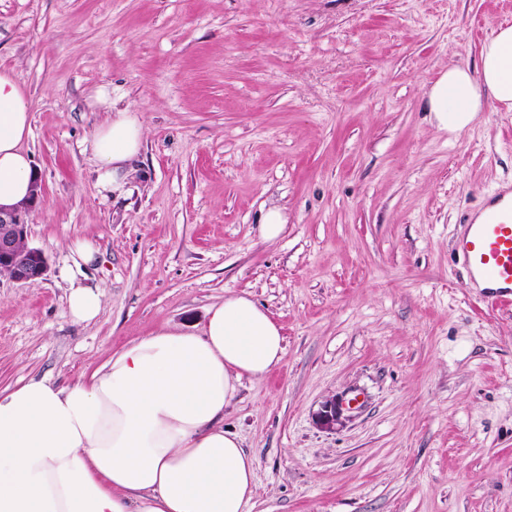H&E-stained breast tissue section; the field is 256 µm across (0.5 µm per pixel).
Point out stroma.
Wrapping results in <instances>:
<instances>
[{
	"instance_id": "stroma-1",
	"label": "stroma",
	"mask_w": 512,
	"mask_h": 512,
	"mask_svg": "<svg viewBox=\"0 0 512 512\" xmlns=\"http://www.w3.org/2000/svg\"><path fill=\"white\" fill-rule=\"evenodd\" d=\"M503 24L512 0H0L42 187L28 242L49 263L0 274V390L89 377L244 293L284 347L224 411L255 460L246 512H512V301L471 288L456 250L512 187V111L457 133L424 104ZM111 103L147 128L120 194L92 151ZM272 207L287 224L266 241ZM76 241L104 295L84 323ZM71 264L66 276L69 282V311L78 322L89 321L97 316L103 301V294L98 287L82 283L78 277L85 279L84 267L93 263L97 250L89 244L78 243L71 248Z\"/></svg>"
}]
</instances>
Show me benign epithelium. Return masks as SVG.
I'll use <instances>...</instances> for the list:
<instances>
[{
	"label": "benign epithelium",
	"instance_id": "benign-epithelium-1",
	"mask_svg": "<svg viewBox=\"0 0 512 512\" xmlns=\"http://www.w3.org/2000/svg\"><path fill=\"white\" fill-rule=\"evenodd\" d=\"M41 194L39 182H34L29 201L13 208H0V269L9 271V278L26 284L34 277L41 278L48 271V258L38 248L29 246L28 212ZM342 403H326L319 413V422L325 427L336 424Z\"/></svg>",
	"mask_w": 512,
	"mask_h": 512
}]
</instances>
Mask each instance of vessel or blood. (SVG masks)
Masks as SVG:
<instances>
[{
  "label": "vessel or blood",
  "instance_id": "b4317fda",
  "mask_svg": "<svg viewBox=\"0 0 512 512\" xmlns=\"http://www.w3.org/2000/svg\"><path fill=\"white\" fill-rule=\"evenodd\" d=\"M457 251L482 297L512 298V190L490 197L480 220L464 225Z\"/></svg>",
  "mask_w": 512,
  "mask_h": 512
}]
</instances>
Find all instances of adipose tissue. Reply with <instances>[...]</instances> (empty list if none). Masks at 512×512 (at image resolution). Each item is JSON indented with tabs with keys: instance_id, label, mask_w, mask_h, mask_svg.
I'll return each instance as SVG.
<instances>
[{
	"instance_id": "obj_1",
	"label": "adipose tissue",
	"mask_w": 512,
	"mask_h": 512,
	"mask_svg": "<svg viewBox=\"0 0 512 512\" xmlns=\"http://www.w3.org/2000/svg\"><path fill=\"white\" fill-rule=\"evenodd\" d=\"M512 111V26L481 47L477 72L443 71L425 94L438 129L462 131L486 102ZM27 98L0 69V206L27 201L35 172L22 143ZM145 124L112 109L92 142L98 182L122 192ZM96 259L76 244L66 276L76 321L97 316L99 288L82 283ZM282 333L250 296L212 307L198 332L157 331L116 351L89 379H32L0 392V512H245L255 461L224 428L242 378L266 377L282 359Z\"/></svg>"
}]
</instances>
